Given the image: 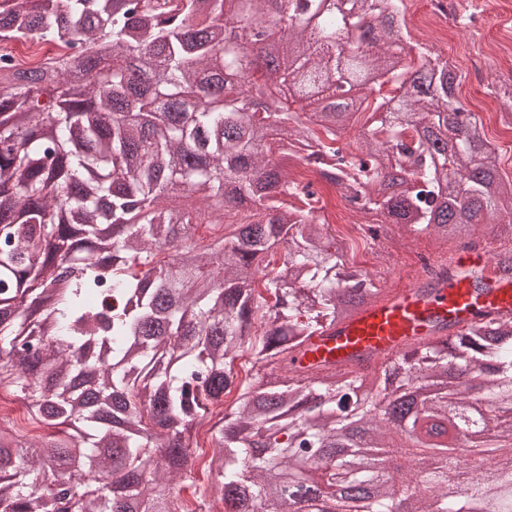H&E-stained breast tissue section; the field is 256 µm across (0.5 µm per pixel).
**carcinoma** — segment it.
I'll list each match as a JSON object with an SVG mask.
<instances>
[{
    "instance_id": "carcinoma-1",
    "label": "carcinoma",
    "mask_w": 512,
    "mask_h": 512,
    "mask_svg": "<svg viewBox=\"0 0 512 512\" xmlns=\"http://www.w3.org/2000/svg\"><path fill=\"white\" fill-rule=\"evenodd\" d=\"M405 0H0V42L52 61L0 67V388L45 435L0 426V512H290L321 484L371 489L360 512H512V319L480 315L374 367H289L378 294L356 243L297 203L318 169L386 226L464 242L512 234V181L458 74L388 39ZM357 42L336 50L338 32ZM244 66L245 85L212 83ZM80 71L84 88L69 86ZM360 99V151L336 100ZM394 109H389L391 102ZM184 194L187 206L164 204ZM234 229L205 248L202 211ZM512 279V250L488 264ZM250 363L240 375L236 361ZM472 370L480 395L448 378ZM211 423L210 451L195 431ZM422 449L385 476L370 451ZM478 459L460 497L448 480ZM208 483H196V473ZM58 48L39 40H28L10 44L0 43V64L1 58L5 55L10 57L11 65L15 67L28 66L32 63H45L54 58Z\"/></svg>"
}]
</instances>
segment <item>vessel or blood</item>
<instances>
[{
	"instance_id": "1",
	"label": "vessel or blood",
	"mask_w": 512,
	"mask_h": 512,
	"mask_svg": "<svg viewBox=\"0 0 512 512\" xmlns=\"http://www.w3.org/2000/svg\"><path fill=\"white\" fill-rule=\"evenodd\" d=\"M481 253H464L449 277L415 280L404 288L361 306L349 319L313 337L295 356L294 365L341 366L357 356L391 354L410 343L438 337L440 324L465 326L480 313L512 316V281L489 277L484 294H475L469 271L484 268Z\"/></svg>"
}]
</instances>
